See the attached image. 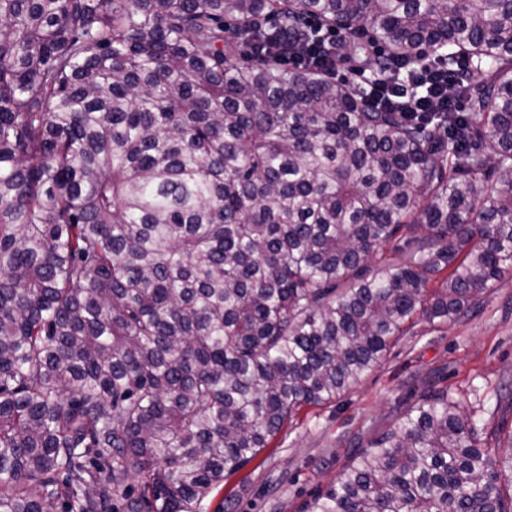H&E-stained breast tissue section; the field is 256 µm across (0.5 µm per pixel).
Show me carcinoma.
Segmentation results:
<instances>
[{
  "label": "carcinoma",
  "mask_w": 512,
  "mask_h": 512,
  "mask_svg": "<svg viewBox=\"0 0 512 512\" xmlns=\"http://www.w3.org/2000/svg\"><path fill=\"white\" fill-rule=\"evenodd\" d=\"M511 265L512 0H0V512H193ZM301 512H512V430L423 391ZM324 36L321 47L289 52L284 59L288 68L325 66L335 71L338 63L342 61V55L336 53V46L344 42L345 37L336 30H329ZM381 89L375 90L371 87L366 91L365 97L368 104L375 109H389L401 108V110H394V112H407L413 115L414 118H419L423 112H431L436 108L443 107L440 105V100L434 105L426 106L421 102V99L413 97L406 86L401 84L392 85L390 83L378 85Z\"/></svg>",
  "instance_id": "obj_1"
}]
</instances>
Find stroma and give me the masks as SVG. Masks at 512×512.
Returning a JSON list of instances; mask_svg holds the SVG:
<instances>
[{
  "mask_svg": "<svg viewBox=\"0 0 512 512\" xmlns=\"http://www.w3.org/2000/svg\"><path fill=\"white\" fill-rule=\"evenodd\" d=\"M425 389L463 403L483 434L512 430V270L473 313L448 324L416 322L358 384L303 408L196 512H300L360 447L395 426L397 405Z\"/></svg>",
  "mask_w": 512,
  "mask_h": 512,
  "instance_id": "stroma-1",
  "label": "stroma"
}]
</instances>
